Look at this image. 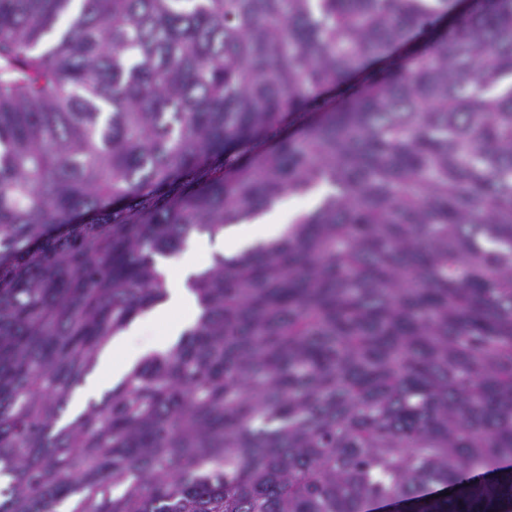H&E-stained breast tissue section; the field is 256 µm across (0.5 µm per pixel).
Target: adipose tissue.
<instances>
[{"instance_id":"1","label":"adipose tissue","mask_w":512,"mask_h":512,"mask_svg":"<svg viewBox=\"0 0 512 512\" xmlns=\"http://www.w3.org/2000/svg\"><path fill=\"white\" fill-rule=\"evenodd\" d=\"M284 225L277 215L264 213L249 224H229L215 239L192 242L179 258L162 257L158 268L164 274L167 297L143 317L112 336L102 347L95 366L87 376V394H98L119 383L145 357L168 350L197 320L199 307L188 288L191 277L206 269L213 253L225 257L242 254L249 247L281 235ZM166 322L167 334L159 342L139 343L147 323Z\"/></svg>"}]
</instances>
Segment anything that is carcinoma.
<instances>
[{
    "instance_id": "cac0c4a2",
    "label": "carcinoma",
    "mask_w": 512,
    "mask_h": 512,
    "mask_svg": "<svg viewBox=\"0 0 512 512\" xmlns=\"http://www.w3.org/2000/svg\"><path fill=\"white\" fill-rule=\"evenodd\" d=\"M59 420L155 257L284 197ZM512 0H0V512H512ZM317 193L311 192L307 195L284 198L278 207L281 210L283 222L288 223L295 212L305 210L309 204L315 203L318 199Z\"/></svg>"
}]
</instances>
